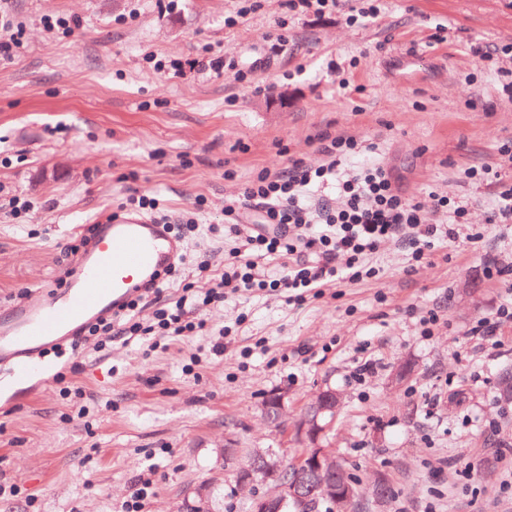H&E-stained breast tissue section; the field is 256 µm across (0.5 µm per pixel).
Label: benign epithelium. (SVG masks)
I'll return each instance as SVG.
<instances>
[{"instance_id": "7a95c632", "label": "benign epithelium", "mask_w": 512, "mask_h": 512, "mask_svg": "<svg viewBox=\"0 0 512 512\" xmlns=\"http://www.w3.org/2000/svg\"><path fill=\"white\" fill-rule=\"evenodd\" d=\"M341 403V397L332 388H323L316 395L312 407L317 409V416H304L297 424L298 439L306 445L301 456L303 467L322 476L319 490L325 497L338 501L342 512H347L353 500V491L336 482V460L322 445L324 425L319 422V415L336 412ZM254 454L263 458L267 464L264 481L273 485L274 490L259 499L253 500L252 512H280L289 498L296 500L300 496L293 487L280 479L281 463L272 453L260 448Z\"/></svg>"}]
</instances>
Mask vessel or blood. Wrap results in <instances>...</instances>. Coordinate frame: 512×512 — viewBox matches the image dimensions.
I'll return each mask as SVG.
<instances>
[{"label": "vessel or blood", "instance_id": "1", "mask_svg": "<svg viewBox=\"0 0 512 512\" xmlns=\"http://www.w3.org/2000/svg\"><path fill=\"white\" fill-rule=\"evenodd\" d=\"M180 250L165 225L131 214L102 220L65 271V288H35L0 320V369L11 371L16 384L29 383V360L123 311L131 297L175 263Z\"/></svg>", "mask_w": 512, "mask_h": 512}]
</instances>
